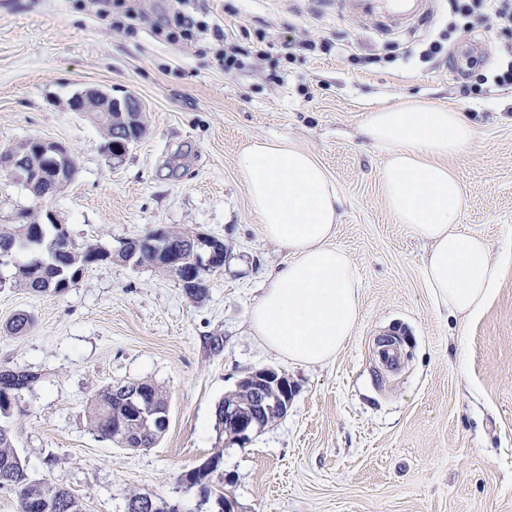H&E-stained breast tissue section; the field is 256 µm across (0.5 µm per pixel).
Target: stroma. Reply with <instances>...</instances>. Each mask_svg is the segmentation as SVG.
<instances>
[{"mask_svg":"<svg viewBox=\"0 0 512 512\" xmlns=\"http://www.w3.org/2000/svg\"><path fill=\"white\" fill-rule=\"evenodd\" d=\"M101 15L94 0H0V149L28 138L69 146L75 180L40 203L77 242L119 251L132 238L181 227L224 244L205 295L176 276L113 260L63 292L0 288V368L37 374L0 425L31 479L63 487L85 512H125L129 494L221 512L187 487L211 458L234 512H512V93L468 94V58L494 66L512 35L442 39L448 0L393 25L350 0H192L208 27L192 44L160 33L174 0H127ZM277 42L259 59V35ZM245 57L224 70L225 36ZM327 40L334 50L280 43ZM97 88L146 105L145 136L120 166L102 129L69 109ZM416 102L465 113L476 136L447 165L467 198L465 229L501 267L496 294L465 321L439 309L422 281L426 245L396 223L382 190V150L360 128L368 112ZM281 140L310 151L343 200L335 239L361 277V314L336 358L298 366L266 346L250 316L288 254L264 240L234 166L245 145ZM30 315L27 331L9 325ZM392 336L397 370L378 361ZM270 367L293 387L288 414L242 446L216 408L247 372ZM148 381L168 398L169 425L136 451L93 431L87 402L116 382Z\"/></svg>","mask_w":512,"mask_h":512,"instance_id":"stroma-1","label":"stroma"}]
</instances>
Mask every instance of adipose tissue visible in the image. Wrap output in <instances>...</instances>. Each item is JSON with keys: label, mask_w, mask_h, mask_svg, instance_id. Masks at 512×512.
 Returning a JSON list of instances; mask_svg holds the SVG:
<instances>
[{"label": "adipose tissue", "mask_w": 512, "mask_h": 512, "mask_svg": "<svg viewBox=\"0 0 512 512\" xmlns=\"http://www.w3.org/2000/svg\"><path fill=\"white\" fill-rule=\"evenodd\" d=\"M361 133L387 155L389 210L429 246L422 275L430 295L462 319L480 316L498 289L500 266L487 240L463 229L464 194L446 164L471 144L473 124L439 106L386 105L367 114ZM235 166L261 236L288 252L252 309L254 334L290 362L330 361L354 333L362 286L333 243L342 205L337 187L310 153L282 143L253 142Z\"/></svg>", "instance_id": "ef3b65f1"}]
</instances>
